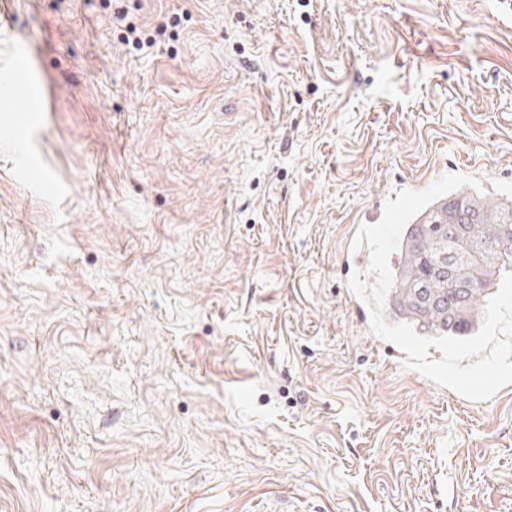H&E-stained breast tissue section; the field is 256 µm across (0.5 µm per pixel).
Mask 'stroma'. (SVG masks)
Wrapping results in <instances>:
<instances>
[{"label":"stroma","mask_w":512,"mask_h":512,"mask_svg":"<svg viewBox=\"0 0 512 512\" xmlns=\"http://www.w3.org/2000/svg\"><path fill=\"white\" fill-rule=\"evenodd\" d=\"M0 10V512H512V386L340 271L399 190L512 200L507 0ZM366 224H357L354 226V230L352 235L347 241L346 247L344 249L346 261H347V270L345 271L344 285L345 288H348L346 294L348 296L349 301L355 310L361 315L365 322H369L371 328V318H370V309L366 302L356 296L348 287L347 281L348 279L355 273L360 272L362 275L360 276L361 280H365L364 272L367 271L370 252L367 246L366 239L363 240V247L357 251H353L351 249L352 240L359 230V228Z\"/></svg>","instance_id":"1"}]
</instances>
